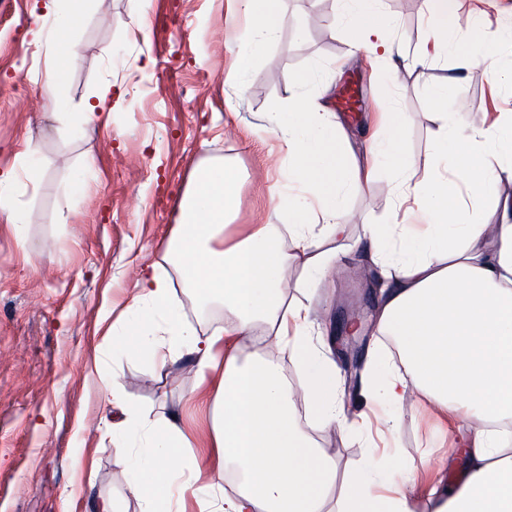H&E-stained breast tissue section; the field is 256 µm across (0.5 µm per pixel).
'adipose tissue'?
Returning <instances> with one entry per match:
<instances>
[{
    "label": "adipose tissue",
    "mask_w": 512,
    "mask_h": 512,
    "mask_svg": "<svg viewBox=\"0 0 512 512\" xmlns=\"http://www.w3.org/2000/svg\"><path fill=\"white\" fill-rule=\"evenodd\" d=\"M242 3L257 20L235 51L236 70L243 75L262 38L286 27L288 16L281 0ZM343 3L346 23L362 34L364 45L392 55L378 0ZM428 6L437 21L428 35L433 45L453 47L466 73L499 79L479 51L458 39V0H428ZM435 119L439 141L453 148L444 172L427 183L414 179L415 163L400 148L403 123L394 114L384 135L373 136L368 152L341 177L336 170L347 133L327 120L320 100L300 101L292 119L276 123L273 132L293 160L292 176L311 193L318 217L311 222L297 216L285 229L279 218L288 199L280 195L270 199L266 223L244 224L226 236L237 217V168L207 163L192 173L179 231L166 251L186 285L201 300H223L231 317L206 339L194 338L170 308L169 284L153 266L142 268L128 313L145 322L163 315L162 364L191 355L201 380L213 382L212 454L206 465L220 474L231 464L241 475L239 490L222 498L219 512H413L408 491L381 494L372 481L334 498L336 465L298 430L291 412L298 392L320 425L340 423L336 367L311 343L309 308L287 299L284 272L291 265L310 278L329 271L336 257L329 243L343 241L350 223L346 195L372 182L377 155L388 158L397 175V204L412 203L427 218L420 233L396 218L366 227L364 239L386 279L378 331L396 338L405 365L404 372L386 377L385 395L400 408L418 390L439 413L471 422L464 486L450 496L433 495L429 512H512V462L503 459L512 446V199L497 193L502 182H512V114L480 127L459 124L445 112ZM459 182L472 199L465 207L448 202ZM489 199L500 215L495 224L484 209ZM284 233L291 249L280 244ZM243 338L257 346L248 359L239 353ZM288 357L303 368L295 386L284 375ZM123 425L144 432L157 456L134 486L151 510L167 497L182 468L185 436L169 418L149 421L132 413Z\"/></svg>",
    "instance_id": "adipose-tissue-1"
}]
</instances>
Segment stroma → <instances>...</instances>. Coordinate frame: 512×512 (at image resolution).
<instances>
[{
  "label": "stroma",
  "instance_id": "35a3bbf8",
  "mask_svg": "<svg viewBox=\"0 0 512 512\" xmlns=\"http://www.w3.org/2000/svg\"><path fill=\"white\" fill-rule=\"evenodd\" d=\"M282 7L290 24L241 78L232 63L248 24L236 0H107L106 11L82 10L80 23L64 32L62 0H7L0 18V173L22 163L29 173L18 178L23 224L0 213V512H97L104 498L115 512H144L132 491L139 470L114 457L123 450L145 458L146 436L127 431L111 440L99 429L112 413L104 380L114 374L141 415L177 416L193 453L210 455V384L192 359L163 368L149 349L164 318L148 322L147 345L138 352L120 338V314L136 295L143 264L167 277L171 301L196 337L224 325L223 302L202 303L166 255L199 164L238 168L237 221L262 224L272 195L302 191L288 176V156L263 129L322 84L331 86L325 107L348 131L355 155L381 113H400L401 145L422 182L432 171L434 113H455L475 127L512 113L511 94L465 76L453 50L433 49L427 0L380 4L402 53L419 58L416 66L352 53L340 0H282ZM315 12L324 19L317 28L310 25ZM459 14L484 19L482 49L502 73L512 72V13L497 0H459ZM62 33L74 46L65 57L54 48ZM56 67L67 76L50 100L42 83ZM301 75L306 83L296 84ZM442 80L448 95L440 101ZM97 99L103 106L86 121V105ZM392 193L391 166L378 160L374 180L347 198L356 221L333 272L305 282L299 269L288 271L289 297L310 306L313 342L338 369L342 425L318 427L306 408L293 416L332 457L338 476L358 474L377 458L390 462L378 480L393 486L418 470L411 495L416 512H428L431 471L449 488L465 478L467 423L442 419L416 392L400 414L374 403L373 434L357 427L354 406L368 372L384 378L399 359L395 342L377 330L379 296L336 275L367 265L359 240L365 225L386 221ZM67 488L73 495L66 499Z\"/></svg>",
  "mask_w": 512,
  "mask_h": 512
}]
</instances>
